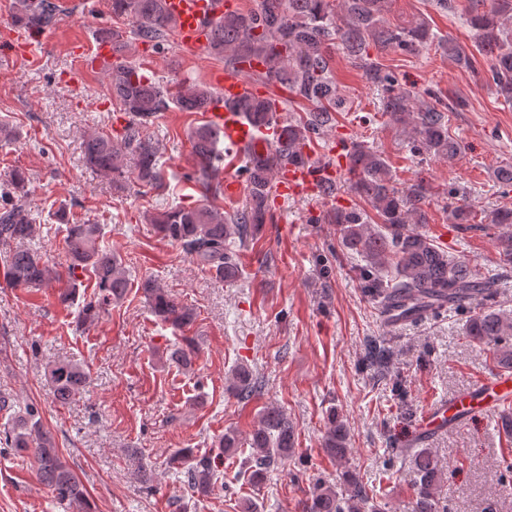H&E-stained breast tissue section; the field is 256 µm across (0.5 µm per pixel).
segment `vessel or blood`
<instances>
[{
	"instance_id": "1",
	"label": "vessel or blood",
	"mask_w": 512,
	"mask_h": 512,
	"mask_svg": "<svg viewBox=\"0 0 512 512\" xmlns=\"http://www.w3.org/2000/svg\"><path fill=\"white\" fill-rule=\"evenodd\" d=\"M168 14L175 20L178 40L184 52L205 54L213 22L225 12L234 10L236 0H165ZM215 87L204 117L213 128L223 132L229 146L225 164V191L227 198L240 196L243 182L236 167L244 149L261 148L270 139L276 138L279 126L254 130L243 122L238 113L232 112L231 104L239 99L257 94L258 87L239 71L227 69L212 73ZM341 170L332 163L291 165L282 172L275 185L278 196H312L319 194ZM512 406V374L500 372L482 379L473 390L455 398L430 405L423 417L417 434L418 440L445 430L449 426L487 415Z\"/></svg>"
}]
</instances>
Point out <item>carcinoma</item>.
<instances>
[{
    "label": "carcinoma",
    "mask_w": 512,
    "mask_h": 512,
    "mask_svg": "<svg viewBox=\"0 0 512 512\" xmlns=\"http://www.w3.org/2000/svg\"><path fill=\"white\" fill-rule=\"evenodd\" d=\"M393 0H259L256 8L225 14L210 35L208 55L224 60V67L244 69L264 86L280 85L296 99L310 105L303 113L276 115L269 97L240 99L233 109L256 128L280 121V135L261 151L244 153L248 202L229 213L215 205L176 207L155 216L151 223L164 238L180 245L196 262L226 282L241 273L236 243L255 238L269 220L268 201L277 173L290 164L307 159L303 148L313 137L336 127V113L346 105L333 76V49L344 50L365 79L385 92L384 108L403 128L413 151L419 155L451 162L461 154V145L448 129V115L398 85L382 63L388 52L416 54L435 43L458 65L473 69L477 57L485 60L488 81L504 102L512 103V0H468V24L472 46L442 40L429 23L418 20L407 26L388 23L386 14ZM112 15L131 21L132 39L160 47L176 32V23L165 10L164 0H110ZM15 21L35 35L55 27L71 11L67 0H15ZM110 94L129 121L120 135L95 133L83 143L87 162L101 174L123 186V160L135 161L134 181L141 187L159 189L164 173L158 149L149 128L161 112L175 107L181 112H204L214 93L196 83L177 92L140 73L130 61H115L107 69ZM196 163L195 181L203 196H216L221 186L210 179L219 161V133L207 123L190 131ZM344 176L351 190L365 204L338 206L326 212L323 221L336 225L344 254L358 258L359 278L365 292L376 300L386 317L414 321L445 304L463 306L474 298L492 296L494 281L483 276L465 258L440 246L422 230L428 223L426 203L430 187L418 180L406 187L395 185L384 155L371 146H352ZM0 267L10 282L40 289L53 279V271L38 251L27 247L36 234V223L28 209V178L15 171L0 190ZM451 207L452 223L462 231L496 229L501 261L512 264V208L494 211L487 224H476L475 212L463 188L444 190ZM66 224L63 249L68 262L70 290L66 301L82 286L77 272L94 277L95 292L84 303L79 318L92 325L112 302L121 300L129 281L118 257L100 246L101 226L84 222ZM155 317L176 328L192 325L194 310L177 302L155 280L139 286ZM469 339L492 346L493 362L512 368V316L490 308L473 314L467 327ZM58 401L64 403L85 391L89 377L82 365L60 362L49 370ZM262 381L246 367L232 374L229 390L240 400L260 394ZM0 413L7 417L0 439L19 452H32L36 476L52 491L59 503L90 512L87 489L55 440L43 429L37 404H18L0 396ZM246 445L252 448L247 479L258 483L295 447V431L287 414L268 407L250 432ZM323 448L333 458L345 457L347 431L331 421ZM401 460L416 472L413 512H439L443 471L426 448H402ZM188 460L185 472L188 489L207 494L219 478L213 456L197 457L189 450L174 454L171 461ZM306 512H385L374 499L373 489L352 474L343 473V485L317 482L310 492Z\"/></svg>",
    "instance_id": "obj_1"
}]
</instances>
